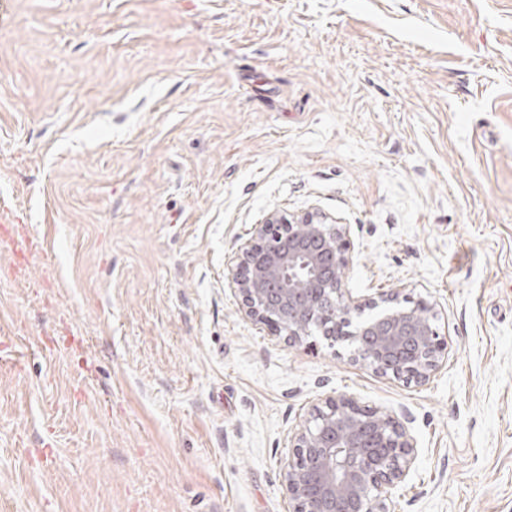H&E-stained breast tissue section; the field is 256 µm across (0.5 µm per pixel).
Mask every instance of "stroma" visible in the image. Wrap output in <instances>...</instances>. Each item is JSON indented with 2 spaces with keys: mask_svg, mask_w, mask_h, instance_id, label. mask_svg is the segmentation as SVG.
Wrapping results in <instances>:
<instances>
[{
  "mask_svg": "<svg viewBox=\"0 0 512 512\" xmlns=\"http://www.w3.org/2000/svg\"><path fill=\"white\" fill-rule=\"evenodd\" d=\"M0 512H293L326 397L407 414L388 512H512V0L0 5ZM339 225L353 295L448 360L375 375L245 318L269 213Z\"/></svg>",
  "mask_w": 512,
  "mask_h": 512,
  "instance_id": "stroma-1",
  "label": "stroma"
}]
</instances>
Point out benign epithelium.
Here are the masks:
<instances>
[{
	"label": "benign epithelium",
	"instance_id": "1",
	"mask_svg": "<svg viewBox=\"0 0 512 512\" xmlns=\"http://www.w3.org/2000/svg\"><path fill=\"white\" fill-rule=\"evenodd\" d=\"M349 258L336 225L315 214L271 213L235 256L231 283L248 319L288 333L346 343L354 360L403 381H424L442 366L447 343L431 306L394 295L367 300L344 287ZM285 488L294 512H387L389 490L415 459L414 438L391 414L351 394L328 396L292 437Z\"/></svg>",
	"mask_w": 512,
	"mask_h": 512
}]
</instances>
